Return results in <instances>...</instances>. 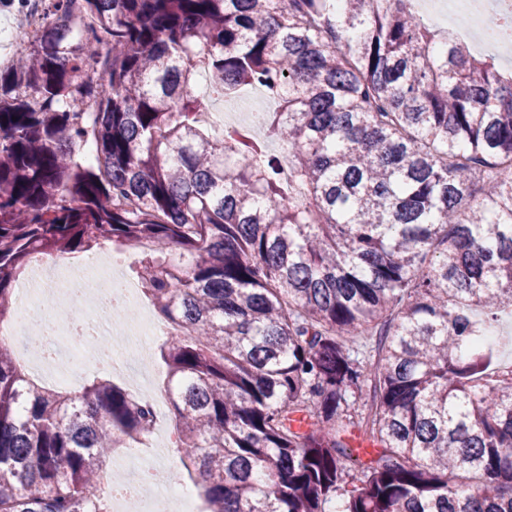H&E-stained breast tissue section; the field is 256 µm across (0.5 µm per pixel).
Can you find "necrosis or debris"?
<instances>
[{"instance_id":"necrosis-or-debris-1","label":"necrosis or debris","mask_w":512,"mask_h":512,"mask_svg":"<svg viewBox=\"0 0 512 512\" xmlns=\"http://www.w3.org/2000/svg\"><path fill=\"white\" fill-rule=\"evenodd\" d=\"M410 7L421 16L443 13L455 40L512 56V40H504L494 28L500 14L512 10V0H410ZM33 267L18 288L12 322L0 327V337L22 338L19 356L35 354L46 367H79L85 363L83 347L89 344L95 349V366L135 374L148 349L170 332L145 303L140 284L116 268L111 248L77 262L39 255ZM88 294L94 297L93 306L76 319L51 311L56 303L79 301ZM117 308L127 312L119 323L111 319ZM112 465L124 473V490L113 494L112 512H179L176 500L188 490L167 463L144 460L140 446L134 445Z\"/></svg>"}]
</instances>
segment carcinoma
Wrapping results in <instances>:
<instances>
[{
	"mask_svg": "<svg viewBox=\"0 0 512 512\" xmlns=\"http://www.w3.org/2000/svg\"><path fill=\"white\" fill-rule=\"evenodd\" d=\"M46 5L0 70V323L32 254L135 249L205 512H512V70L404 0ZM245 86L288 175L203 124ZM149 433L0 345V512H106L102 462Z\"/></svg>",
	"mask_w": 512,
	"mask_h": 512,
	"instance_id": "cac0c4a2",
	"label": "carcinoma"
}]
</instances>
